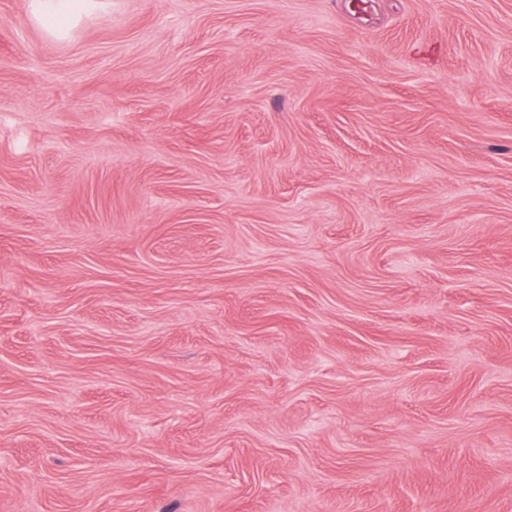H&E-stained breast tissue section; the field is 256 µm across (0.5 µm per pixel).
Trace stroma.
I'll return each mask as SVG.
<instances>
[{
  "instance_id": "1",
  "label": "stroma",
  "mask_w": 512,
  "mask_h": 512,
  "mask_svg": "<svg viewBox=\"0 0 512 512\" xmlns=\"http://www.w3.org/2000/svg\"><path fill=\"white\" fill-rule=\"evenodd\" d=\"M0 512H512V0H0ZM72 0H38V14L42 19L53 22L52 31H64L71 20Z\"/></svg>"
}]
</instances>
